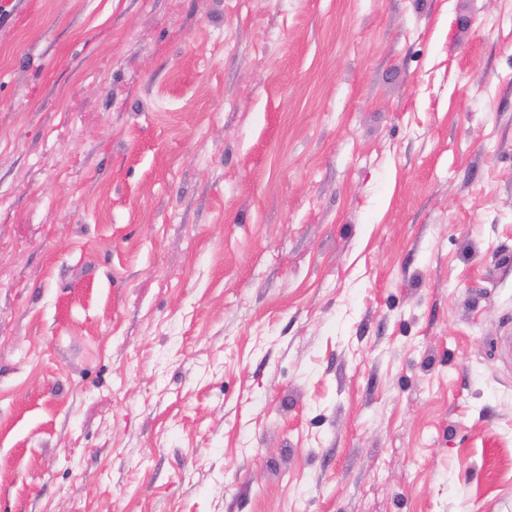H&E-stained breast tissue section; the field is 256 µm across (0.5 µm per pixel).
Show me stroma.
I'll return each mask as SVG.
<instances>
[{"label": "stroma", "instance_id": "obj_1", "mask_svg": "<svg viewBox=\"0 0 512 512\" xmlns=\"http://www.w3.org/2000/svg\"><path fill=\"white\" fill-rule=\"evenodd\" d=\"M512 0H0V512H512Z\"/></svg>", "mask_w": 512, "mask_h": 512}]
</instances>
